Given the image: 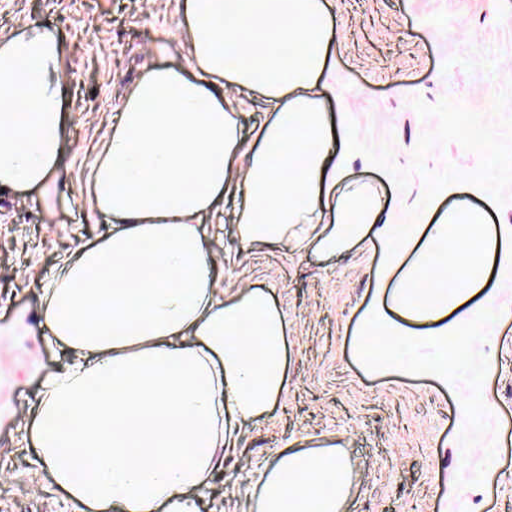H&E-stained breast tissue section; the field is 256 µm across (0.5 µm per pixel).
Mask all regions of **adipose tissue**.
Here are the masks:
<instances>
[{"mask_svg":"<svg viewBox=\"0 0 512 512\" xmlns=\"http://www.w3.org/2000/svg\"><path fill=\"white\" fill-rule=\"evenodd\" d=\"M181 14L185 68L151 66L124 94L87 176L109 233L42 284L39 325L74 358L27 414L38 465L87 512H199L241 424L288 389V320L271 291L219 286L202 223L222 201L240 202L244 251L285 242L340 254L379 220L370 192L331 194L340 159L318 97L334 38L328 0H183ZM64 54L35 23L0 34V191L43 187L62 164ZM256 93L273 116L248 141L237 116ZM399 242L402 271L362 315L355 355L370 371L444 383L463 358L448 344L468 333L463 309L497 312L512 281V228L492 232L462 198L436 223L403 225ZM443 261L448 280L432 287ZM421 346L423 359L402 360ZM351 479L335 449L280 454L258 471L254 509L340 512Z\"/></svg>","mask_w":512,"mask_h":512,"instance_id":"obj_1","label":"adipose tissue"}]
</instances>
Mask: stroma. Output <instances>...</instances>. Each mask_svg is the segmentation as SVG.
<instances>
[{"mask_svg": "<svg viewBox=\"0 0 512 512\" xmlns=\"http://www.w3.org/2000/svg\"><path fill=\"white\" fill-rule=\"evenodd\" d=\"M337 34L325 108L346 131L341 188L372 190L383 223L427 224L459 195L490 227L512 225V0H331ZM179 0H0V32L29 23L65 44L66 166L48 190L0 192V512H73L24 424L43 379L72 357L38 327L40 284L109 226L83 192L125 88L170 40L186 61ZM394 238L340 255L257 249L218 270L221 288L272 287L288 316V391L242 431L238 459L202 512H249L255 470L276 453L342 449L356 478L344 512H512V282L497 317H475L447 383L366 371L354 356ZM444 455L442 472L430 461Z\"/></svg>", "mask_w": 512, "mask_h": 512, "instance_id": "obj_1", "label": "stroma"}]
</instances>
